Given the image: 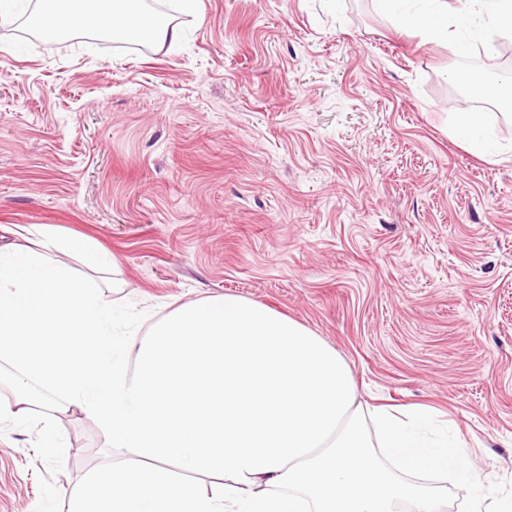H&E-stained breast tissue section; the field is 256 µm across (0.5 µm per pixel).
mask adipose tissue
Masks as SVG:
<instances>
[{
	"instance_id": "adipose-tissue-1",
	"label": "adipose tissue",
	"mask_w": 512,
	"mask_h": 512,
	"mask_svg": "<svg viewBox=\"0 0 512 512\" xmlns=\"http://www.w3.org/2000/svg\"><path fill=\"white\" fill-rule=\"evenodd\" d=\"M376 10L395 24L415 28L428 41H453L467 50L472 39L485 42L486 56H493L492 35L512 34V0H429L426 12L403 10V0H372ZM44 35L56 37L94 28L113 40L126 41L145 34L175 42L181 29L171 18L147 7L145 0H39L31 17Z\"/></svg>"
}]
</instances>
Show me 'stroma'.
<instances>
[{"label":"stroma","instance_id":"1","mask_svg":"<svg viewBox=\"0 0 512 512\" xmlns=\"http://www.w3.org/2000/svg\"><path fill=\"white\" fill-rule=\"evenodd\" d=\"M180 41L57 43L0 18V245L17 227L96 239L76 273L150 326L233 295L321 336L362 406L426 405L485 485L512 481V122L479 158L453 71L482 47L372 0H156ZM50 473L33 431L0 435V512H69L113 453L79 409Z\"/></svg>","mask_w":512,"mask_h":512}]
</instances>
